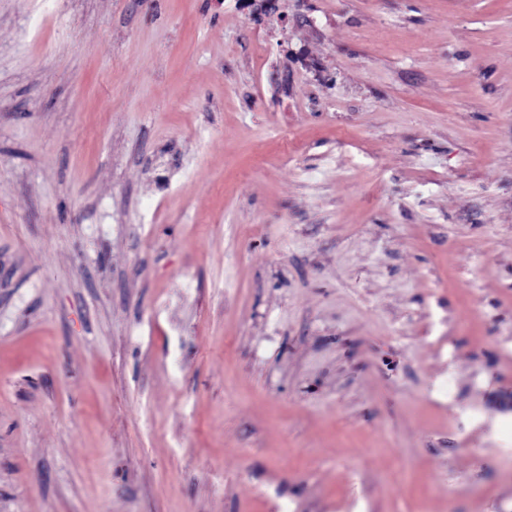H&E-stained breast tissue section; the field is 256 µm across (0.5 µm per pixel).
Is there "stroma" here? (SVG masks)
<instances>
[{"mask_svg":"<svg viewBox=\"0 0 512 512\" xmlns=\"http://www.w3.org/2000/svg\"><path fill=\"white\" fill-rule=\"evenodd\" d=\"M266 2L0 0V512H512V0Z\"/></svg>","mask_w":512,"mask_h":512,"instance_id":"obj_1","label":"stroma"}]
</instances>
